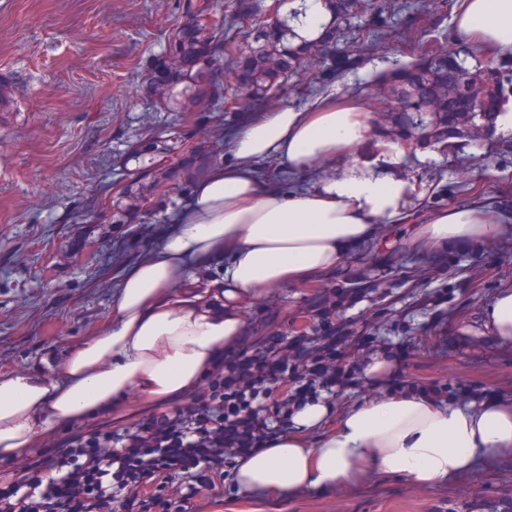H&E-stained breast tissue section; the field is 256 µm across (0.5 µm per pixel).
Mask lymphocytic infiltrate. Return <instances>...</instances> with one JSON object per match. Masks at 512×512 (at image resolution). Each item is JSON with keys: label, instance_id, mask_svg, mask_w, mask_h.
Wrapping results in <instances>:
<instances>
[{"label": "lymphocytic infiltrate", "instance_id": "1", "mask_svg": "<svg viewBox=\"0 0 512 512\" xmlns=\"http://www.w3.org/2000/svg\"><path fill=\"white\" fill-rule=\"evenodd\" d=\"M345 293L315 303L313 334L275 330L230 349L189 397L130 427L69 433L56 454L0 475V512H206L238 459L287 433L301 405L331 400L364 367L336 310Z\"/></svg>", "mask_w": 512, "mask_h": 512}]
</instances>
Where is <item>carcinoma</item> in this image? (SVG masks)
Returning a JSON list of instances; mask_svg holds the SVG:
<instances>
[{"label": "carcinoma", "instance_id": "carcinoma-1", "mask_svg": "<svg viewBox=\"0 0 512 512\" xmlns=\"http://www.w3.org/2000/svg\"><path fill=\"white\" fill-rule=\"evenodd\" d=\"M252 7L246 24L227 5L221 27L212 19L210 0H182L184 24L168 37L145 88L159 110L184 113L183 127L151 129L130 145L124 163L137 159L143 166L112 197V223H134L133 204L142 223H166L193 184L222 162L224 138H194L224 126V76L239 91L233 111L260 112L281 103L284 91L301 87L308 76L323 85L340 79L360 50L417 42L418 58L381 74L363 97L371 111L397 116L393 140L414 137L444 147L470 116L467 99L448 100V72L461 73L487 118L512 97V56L474 73L466 66V50L443 33L448 0H329L333 21L324 34L298 44L293 40L303 9L269 19L266 0H253Z\"/></svg>", "mask_w": 512, "mask_h": 512}]
</instances>
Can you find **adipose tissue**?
I'll use <instances>...</instances> for the list:
<instances>
[{"label":"adipose tissue","instance_id":"adipose-tissue-1","mask_svg":"<svg viewBox=\"0 0 512 512\" xmlns=\"http://www.w3.org/2000/svg\"><path fill=\"white\" fill-rule=\"evenodd\" d=\"M453 31L483 54L512 55V0H458ZM371 126L363 99L326 95L238 127L230 160L193 185L158 246L123 270L111 318L68 344L55 373H0V463L16 464L60 429L92 422L129 397L162 406L191 395L224 350L242 342L245 303L275 286L329 277L381 222L408 225L405 247L425 256L501 239L512 223L507 211L478 202L409 209L407 185L383 172L399 147L362 156ZM348 156L346 173L306 192L257 176L266 160L311 173ZM213 263L215 287L182 291ZM481 318L492 337L512 342V288L497 291ZM510 451L512 402L448 406L412 393L345 409L318 401L295 413L288 434L243 456L234 484L250 498L343 489L371 474L424 488L470 472L482 453Z\"/></svg>","mask_w":512,"mask_h":512}]
</instances>
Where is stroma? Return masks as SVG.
I'll list each match as a JSON object with an SVG mask.
<instances>
[{
    "mask_svg": "<svg viewBox=\"0 0 512 512\" xmlns=\"http://www.w3.org/2000/svg\"><path fill=\"white\" fill-rule=\"evenodd\" d=\"M181 22L178 0H0V76L14 86L0 108V372L60 357L102 326L122 268L157 244L162 224H116L109 201L128 178L120 158L154 126L175 122L141 83ZM399 43L362 56L331 89L356 94L378 73L410 61ZM395 172L439 205L478 199L512 210V136L488 124L454 155L403 144ZM382 225L349 268L304 287L269 289L244 309L248 333L302 328L318 297L345 291L337 320L372 338L362 361L448 383L465 402L512 401V347L496 342L481 311L512 287V235L493 247L462 244L432 257L382 238ZM225 488L211 512H512V456L482 455L467 475L425 489L370 477L346 489L272 501Z\"/></svg>",
    "mask_w": 512,
    "mask_h": 512,
    "instance_id": "35a3bbf8",
    "label": "stroma"
}]
</instances>
